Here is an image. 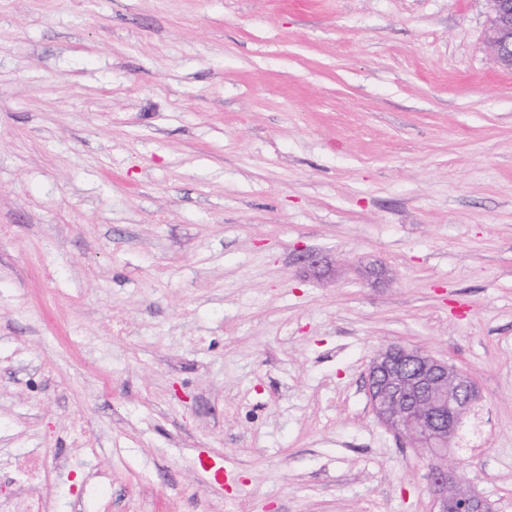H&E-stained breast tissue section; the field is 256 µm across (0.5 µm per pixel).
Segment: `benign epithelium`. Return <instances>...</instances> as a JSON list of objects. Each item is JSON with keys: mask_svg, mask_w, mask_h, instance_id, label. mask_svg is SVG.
I'll use <instances>...</instances> for the list:
<instances>
[{"mask_svg": "<svg viewBox=\"0 0 512 512\" xmlns=\"http://www.w3.org/2000/svg\"><path fill=\"white\" fill-rule=\"evenodd\" d=\"M490 2L489 45L498 64L512 70V0ZM368 391L378 419L434 460L428 472L434 512H491L448 471L450 443L479 404L467 373L417 348L390 347L371 362Z\"/></svg>", "mask_w": 512, "mask_h": 512, "instance_id": "7a95c632", "label": "benign epithelium"}]
</instances>
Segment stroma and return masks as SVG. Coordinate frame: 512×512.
<instances>
[{
    "instance_id": "stroma-1",
    "label": "stroma",
    "mask_w": 512,
    "mask_h": 512,
    "mask_svg": "<svg viewBox=\"0 0 512 512\" xmlns=\"http://www.w3.org/2000/svg\"><path fill=\"white\" fill-rule=\"evenodd\" d=\"M489 15L0 0V465L63 459L52 512H431L426 456L368 394L401 346L476 383L482 445L451 455L512 512V72ZM77 419L98 450L75 465Z\"/></svg>"
}]
</instances>
